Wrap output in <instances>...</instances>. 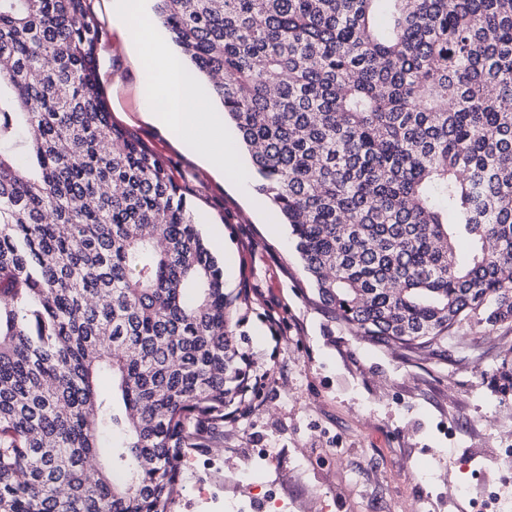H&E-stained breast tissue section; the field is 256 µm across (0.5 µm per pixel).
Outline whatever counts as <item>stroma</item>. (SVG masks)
<instances>
[{"label": "stroma", "mask_w": 512, "mask_h": 512, "mask_svg": "<svg viewBox=\"0 0 512 512\" xmlns=\"http://www.w3.org/2000/svg\"><path fill=\"white\" fill-rule=\"evenodd\" d=\"M102 27L98 63L113 120L166 160L195 222L237 296L234 339L250 392L209 447L188 449L174 512H478L487 491L512 503V390L495 373L512 364V325L470 319L444 356L407 359L361 341L321 309L288 225L240 172L205 169L146 114L136 50L112 25L111 0H91ZM218 457L221 470L203 463ZM428 464L432 480L416 470ZM257 470L264 486L242 485ZM468 479L470 494L454 489Z\"/></svg>", "instance_id": "35a3bbf8"}]
</instances>
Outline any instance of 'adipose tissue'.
Masks as SVG:
<instances>
[{"mask_svg":"<svg viewBox=\"0 0 512 512\" xmlns=\"http://www.w3.org/2000/svg\"><path fill=\"white\" fill-rule=\"evenodd\" d=\"M142 74L148 89L145 107L152 120L198 154L208 168L223 171L232 158L224 149V117L199 111L202 87L185 74L159 39H151L142 54Z\"/></svg>","mask_w":512,"mask_h":512,"instance_id":"adipose-tissue-1","label":"adipose tissue"}]
</instances>
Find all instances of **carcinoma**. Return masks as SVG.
<instances>
[{"instance_id": "1", "label": "carcinoma", "mask_w": 512, "mask_h": 512, "mask_svg": "<svg viewBox=\"0 0 512 512\" xmlns=\"http://www.w3.org/2000/svg\"><path fill=\"white\" fill-rule=\"evenodd\" d=\"M156 12L192 74H224L334 321L418 358L512 323V0ZM99 38L89 0H0V512H173L186 450L249 392L236 298L171 169L112 121Z\"/></svg>"}]
</instances>
